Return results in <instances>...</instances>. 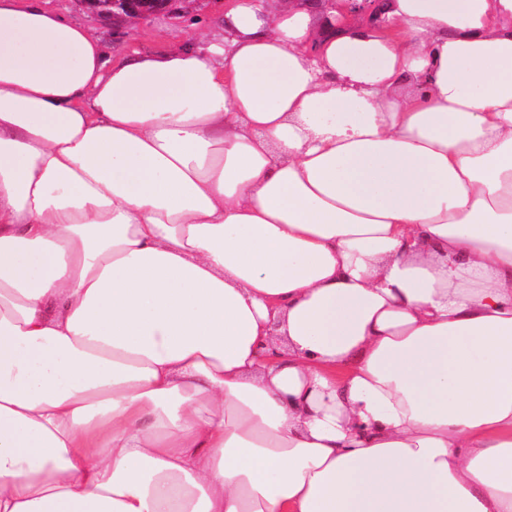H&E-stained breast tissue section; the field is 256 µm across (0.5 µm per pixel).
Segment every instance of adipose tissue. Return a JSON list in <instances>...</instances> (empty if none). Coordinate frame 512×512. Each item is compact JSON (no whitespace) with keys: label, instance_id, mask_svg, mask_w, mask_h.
Here are the masks:
<instances>
[{"label":"adipose tissue","instance_id":"adipose-tissue-1","mask_svg":"<svg viewBox=\"0 0 512 512\" xmlns=\"http://www.w3.org/2000/svg\"><path fill=\"white\" fill-rule=\"evenodd\" d=\"M384 17L0 0V512H512V0ZM45 0L47 7L56 10L70 21L89 28L101 39L109 54L116 56L129 50L152 52L165 44V38L176 33L181 39L193 37L201 31L211 36H223V31L216 21L218 8L224 0H202L195 4L185 16V4L192 0ZM122 5V6H121ZM163 14L172 23L171 26L163 18L139 22V32L131 37L127 18L112 21L101 18L136 17L141 21L150 20Z\"/></svg>","mask_w":512,"mask_h":512}]
</instances>
